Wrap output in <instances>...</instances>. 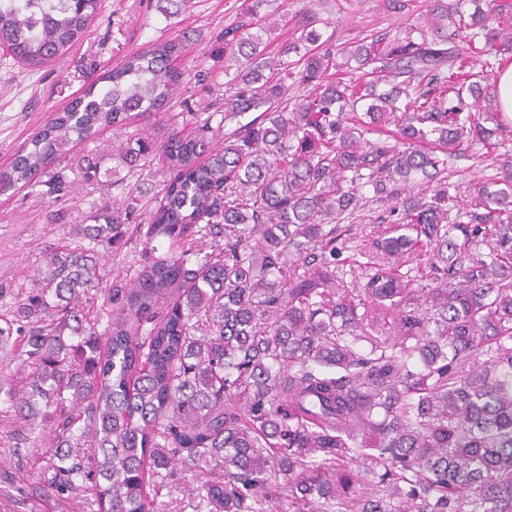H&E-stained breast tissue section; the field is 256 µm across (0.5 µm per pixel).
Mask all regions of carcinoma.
Here are the masks:
<instances>
[{
    "mask_svg": "<svg viewBox=\"0 0 512 512\" xmlns=\"http://www.w3.org/2000/svg\"><path fill=\"white\" fill-rule=\"evenodd\" d=\"M464 5L428 0L418 35L340 44L305 10L274 53L247 8L210 45L232 93L188 134L127 133L129 171L158 156L172 172L161 198L92 211L88 244L50 254L17 309L36 362L14 404L29 422L41 401L56 412L49 486L89 493L97 512H161L176 466L214 460L207 512H266L277 476L288 512H512V158H494L473 204L448 206V155L498 145L480 100L512 50V4ZM101 6L0 0V49L23 67L59 62ZM188 42L125 55L55 111L0 169V193L38 173L61 191L71 147L165 110ZM289 79L305 93L288 96ZM368 187L394 202L400 234L341 288L336 241ZM131 224L147 257L105 289L101 330L85 313L99 248ZM423 241L429 283L386 269Z\"/></svg>",
    "mask_w": 512,
    "mask_h": 512,
    "instance_id": "1",
    "label": "carcinoma"
}]
</instances>
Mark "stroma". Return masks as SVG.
<instances>
[{"mask_svg": "<svg viewBox=\"0 0 512 512\" xmlns=\"http://www.w3.org/2000/svg\"><path fill=\"white\" fill-rule=\"evenodd\" d=\"M252 0H186L179 12H163L162 0H102V8L84 39L56 65L29 71L0 55V167L61 108L80 95L97 77L125 55L146 44L189 34L187 52L178 68L210 72L211 81L185 80L165 111L130 122L161 139L171 126L191 130L196 115L214 100L224 82V61L210 54L214 34L238 22ZM303 9L324 20V36L332 42L353 40L362 31H393L423 22L425 0H411L407 15L392 12L388 0H264L260 15L276 22L275 42L291 38V19ZM120 130L104 129L90 141L73 147L69 160L57 169L67 190L47 194L42 185L0 195V512H94L86 493L44 489V468L52 450L55 418L38 415L24 424L8 393L20 390L34 369L26 336L17 330L16 306L23 288L44 267L50 253L75 245L79 225L87 223L92 204L136 199L153 203L169 172L153 161L141 173L131 174L117 150L124 141ZM95 163L96 173L86 171ZM452 193L467 201L478 181L490 169L476 157L448 161ZM209 463L201 472H178L171 488L162 490L163 512H204L197 486L220 475Z\"/></svg>", "mask_w": 512, "mask_h": 512, "instance_id": "obj_1", "label": "stroma"}]
</instances>
